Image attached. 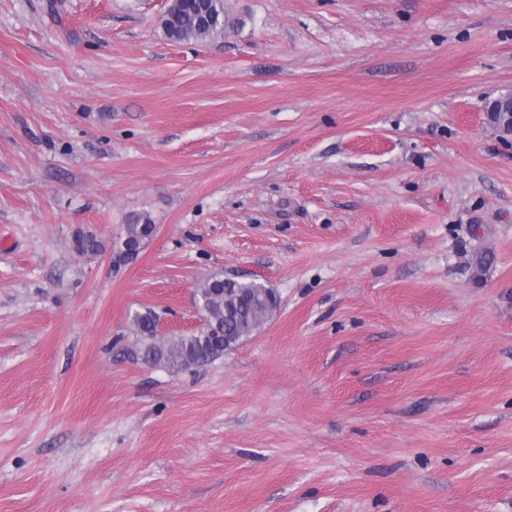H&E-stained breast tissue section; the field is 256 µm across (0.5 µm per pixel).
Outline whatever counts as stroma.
<instances>
[{
  "mask_svg": "<svg viewBox=\"0 0 512 512\" xmlns=\"http://www.w3.org/2000/svg\"><path fill=\"white\" fill-rule=\"evenodd\" d=\"M168 3L0 0V512H512V0ZM214 275L273 318L131 355ZM181 0H170L167 16L161 22L163 32L168 39L180 33L182 39L205 40L211 34L224 27V0H194V9H185ZM207 11L212 16L210 25L200 24V15ZM489 124L499 133L503 135L512 134V93L506 94L489 103L486 108ZM498 115L502 114L499 121L492 120L490 113ZM142 225H153L150 222V219L146 216H136L131 224H126L125 228V238L128 240H132L138 237V234L140 232ZM155 231V225L148 227L145 232L141 235V238L137 243L126 245V239L122 241V245L126 250H129L132 255L137 254L140 249L143 247L141 246L140 242L142 239H146V241L151 240L152 236L154 235ZM220 285L223 295H213L211 288ZM196 298L205 307L207 325L200 307L196 308L199 329L206 327L212 340L224 337V345H212L198 331L180 336L158 337L159 315L146 310L135 314L133 327L136 341L132 354L145 363L164 364L169 371L179 372L204 367L224 356V352L249 338L270 320L280 300L271 288L255 281L243 282L215 275L196 288ZM224 332V333H223Z\"/></svg>",
  "mask_w": 512,
  "mask_h": 512,
  "instance_id": "35a3bbf8",
  "label": "stroma"
}]
</instances>
